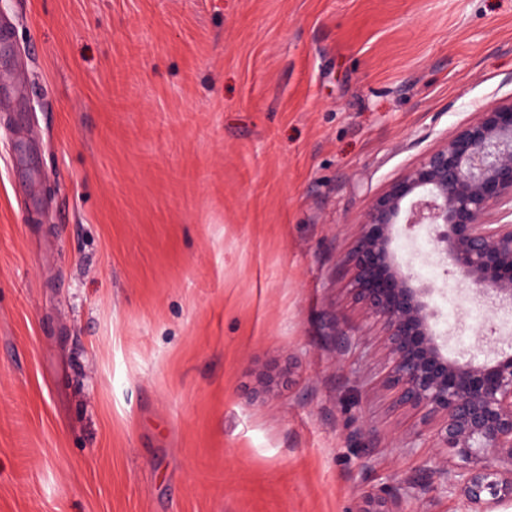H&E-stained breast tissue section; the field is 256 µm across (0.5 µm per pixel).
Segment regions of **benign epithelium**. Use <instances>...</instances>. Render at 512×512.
Masks as SVG:
<instances>
[{"label": "benign epithelium", "mask_w": 512, "mask_h": 512, "mask_svg": "<svg viewBox=\"0 0 512 512\" xmlns=\"http://www.w3.org/2000/svg\"><path fill=\"white\" fill-rule=\"evenodd\" d=\"M431 234L436 262L469 285L465 300L512 310V100L487 107L391 181L363 214L348 264L363 320L379 329L391 407L420 416L415 439L439 449L410 479L412 496L442 487L465 512L512 506V341L483 359L449 350L435 288L394 242L399 225ZM365 512H406L392 489Z\"/></svg>", "instance_id": "benign-epithelium-1"}]
</instances>
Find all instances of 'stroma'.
<instances>
[{
    "instance_id": "1",
    "label": "stroma",
    "mask_w": 512,
    "mask_h": 512,
    "mask_svg": "<svg viewBox=\"0 0 512 512\" xmlns=\"http://www.w3.org/2000/svg\"><path fill=\"white\" fill-rule=\"evenodd\" d=\"M0 512H364L430 451L364 211L512 97V0H0ZM450 345L495 344L417 263ZM347 338L337 351L335 335Z\"/></svg>"
}]
</instances>
